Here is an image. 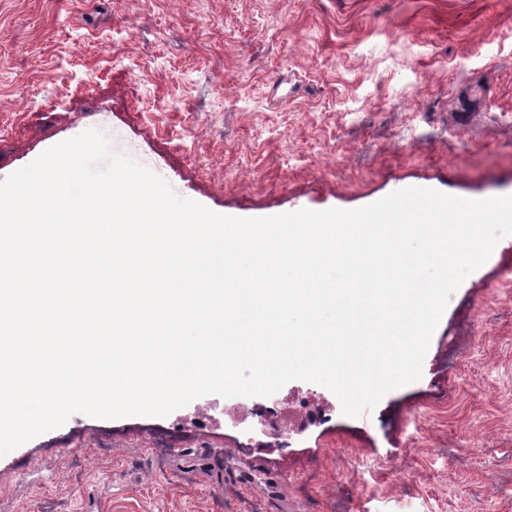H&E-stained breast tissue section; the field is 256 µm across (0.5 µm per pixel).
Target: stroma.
Masks as SVG:
<instances>
[{
	"label": "stroma",
	"mask_w": 512,
	"mask_h": 512,
	"mask_svg": "<svg viewBox=\"0 0 512 512\" xmlns=\"http://www.w3.org/2000/svg\"><path fill=\"white\" fill-rule=\"evenodd\" d=\"M90 129L235 217L512 195V0H0V180ZM256 408L318 418L281 448ZM0 512H512V236L372 411L75 414L0 457Z\"/></svg>",
	"instance_id": "stroma-1"
}]
</instances>
